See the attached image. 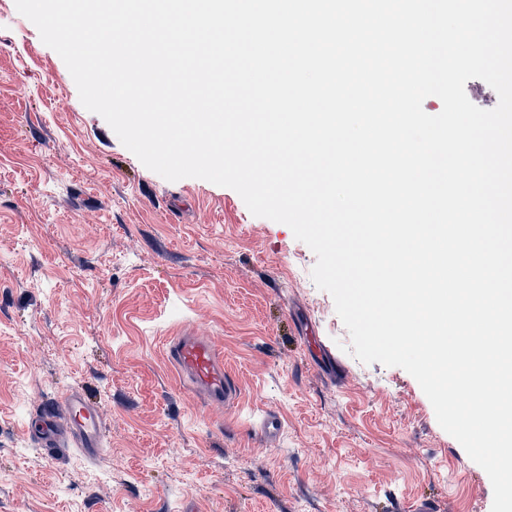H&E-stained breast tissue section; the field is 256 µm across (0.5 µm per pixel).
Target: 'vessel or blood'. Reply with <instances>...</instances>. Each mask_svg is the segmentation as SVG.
Segmentation results:
<instances>
[{
    "instance_id": "vessel-or-blood-1",
    "label": "vessel or blood",
    "mask_w": 512,
    "mask_h": 512,
    "mask_svg": "<svg viewBox=\"0 0 512 512\" xmlns=\"http://www.w3.org/2000/svg\"><path fill=\"white\" fill-rule=\"evenodd\" d=\"M165 352L180 380L188 382L202 403L229 405L238 400L240 387L224 367V353L207 338L183 336L167 345ZM28 430L47 455L75 450L91 460L102 451L106 427L98 402L84 389L71 387L41 404Z\"/></svg>"
}]
</instances>
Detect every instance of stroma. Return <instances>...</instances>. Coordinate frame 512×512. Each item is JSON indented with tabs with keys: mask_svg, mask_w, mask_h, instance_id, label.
<instances>
[{
	"mask_svg": "<svg viewBox=\"0 0 512 512\" xmlns=\"http://www.w3.org/2000/svg\"><path fill=\"white\" fill-rule=\"evenodd\" d=\"M315 262L233 189L146 168L0 0V512H491L415 378L349 353ZM187 329L223 350L236 404L179 381L165 343ZM66 387L100 403L95 460L27 435ZM268 409L275 442L253 430Z\"/></svg>",
	"mask_w": 512,
	"mask_h": 512,
	"instance_id": "stroma-1",
	"label": "stroma"
}]
</instances>
